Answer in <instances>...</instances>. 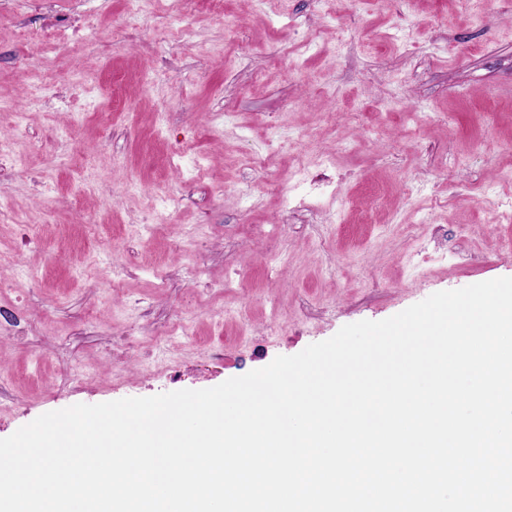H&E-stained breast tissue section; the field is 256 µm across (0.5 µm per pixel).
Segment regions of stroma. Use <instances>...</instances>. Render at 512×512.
I'll list each match as a JSON object with an SVG mask.
<instances>
[{"label":"stroma","instance_id":"obj_1","mask_svg":"<svg viewBox=\"0 0 512 512\" xmlns=\"http://www.w3.org/2000/svg\"><path fill=\"white\" fill-rule=\"evenodd\" d=\"M0 148L5 438L512 277V0H0Z\"/></svg>","mask_w":512,"mask_h":512}]
</instances>
